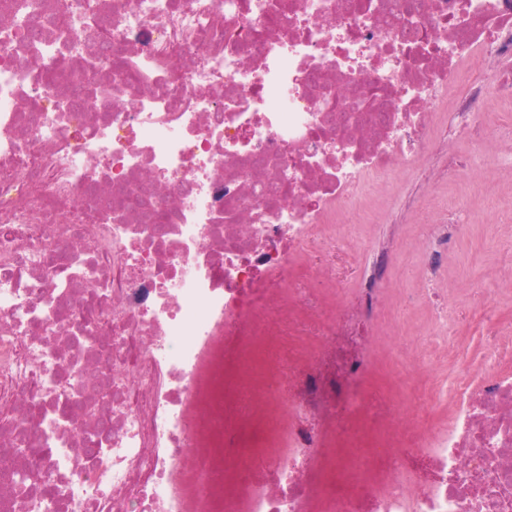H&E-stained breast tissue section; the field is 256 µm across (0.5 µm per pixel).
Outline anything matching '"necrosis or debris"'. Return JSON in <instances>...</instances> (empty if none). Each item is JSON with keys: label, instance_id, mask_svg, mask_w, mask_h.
I'll return each mask as SVG.
<instances>
[{"label": "necrosis or debris", "instance_id": "obj_1", "mask_svg": "<svg viewBox=\"0 0 512 512\" xmlns=\"http://www.w3.org/2000/svg\"><path fill=\"white\" fill-rule=\"evenodd\" d=\"M35 2L38 32L0 28V512H512V322L410 382L356 345L343 281L296 279L451 134L446 91L453 134L512 145L480 113L512 101V0ZM436 223L433 272L466 227ZM90 281L111 382L77 377L98 413L63 424Z\"/></svg>", "mask_w": 512, "mask_h": 512}]
</instances>
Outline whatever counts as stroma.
Returning <instances> with one entry per match:
<instances>
[{
    "mask_svg": "<svg viewBox=\"0 0 512 512\" xmlns=\"http://www.w3.org/2000/svg\"><path fill=\"white\" fill-rule=\"evenodd\" d=\"M431 159L418 173L396 169L388 183L379 184L380 206L374 223L340 224L309 261L318 267L321 254L346 253L351 292L348 304L360 307L361 271L368 262L369 245H389L398 261L386 272L379 296L387 333L385 348L375 356H393L400 365L412 366L427 379L447 376L448 363L429 357L427 347L436 330V309L448 310V350L452 356L472 362L487 352L481 328L484 301H491L501 319L512 320V298L500 295L512 272V222L506 218L512 206V167L498 163L499 147L480 137L454 140L452 147L428 146ZM442 204L464 211L469 231L448 241V264L432 274L415 260L417 242L432 235L428 208ZM482 279V297H475L469 282Z\"/></svg>",
    "mask_w": 512,
    "mask_h": 512,
    "instance_id": "35a3bbf8",
    "label": "stroma"
}]
</instances>
